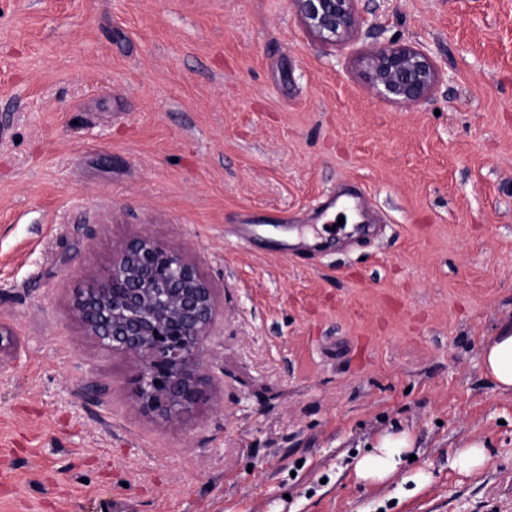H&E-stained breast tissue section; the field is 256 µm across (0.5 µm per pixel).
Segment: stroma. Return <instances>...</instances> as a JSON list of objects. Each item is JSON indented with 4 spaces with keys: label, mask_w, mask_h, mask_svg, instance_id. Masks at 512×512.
Masks as SVG:
<instances>
[{
    "label": "stroma",
    "mask_w": 512,
    "mask_h": 512,
    "mask_svg": "<svg viewBox=\"0 0 512 512\" xmlns=\"http://www.w3.org/2000/svg\"><path fill=\"white\" fill-rule=\"evenodd\" d=\"M356 7L333 46L291 0H0V512H512V393L481 368L512 321V0ZM391 42L436 64L423 105L367 84ZM340 195L381 234L337 235ZM141 233L217 299L177 420L72 312ZM394 429L414 460L359 483ZM486 460L485 445L481 442H472L456 450L453 464L460 471L470 473L481 469Z\"/></svg>",
    "instance_id": "1"
}]
</instances>
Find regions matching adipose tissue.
Masks as SVG:
<instances>
[{"label":"adipose tissue","instance_id":"obj_1","mask_svg":"<svg viewBox=\"0 0 512 512\" xmlns=\"http://www.w3.org/2000/svg\"><path fill=\"white\" fill-rule=\"evenodd\" d=\"M482 369L495 387L512 392V323L503 325L482 352ZM413 449L411 435L403 430L378 436L369 453L353 464L356 478L366 484H380L392 477Z\"/></svg>","mask_w":512,"mask_h":512}]
</instances>
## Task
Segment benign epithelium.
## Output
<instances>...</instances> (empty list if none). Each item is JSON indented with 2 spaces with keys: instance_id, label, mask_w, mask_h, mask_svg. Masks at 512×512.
<instances>
[{
  "instance_id": "obj_1",
  "label": "benign epithelium",
  "mask_w": 512,
  "mask_h": 512,
  "mask_svg": "<svg viewBox=\"0 0 512 512\" xmlns=\"http://www.w3.org/2000/svg\"><path fill=\"white\" fill-rule=\"evenodd\" d=\"M356 0H292L304 26L325 44L350 40L361 24ZM370 86L406 105L426 102L439 73L424 51L379 46L364 57ZM86 335L134 363L130 393L144 412L180 418L205 395L202 344L216 318L214 289L176 246L146 234L119 248L108 269L77 292Z\"/></svg>"
}]
</instances>
